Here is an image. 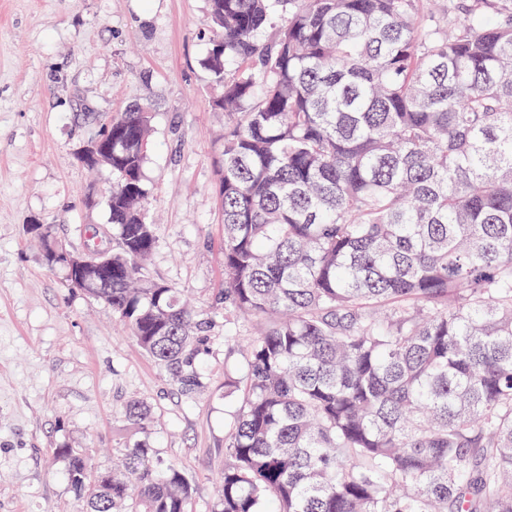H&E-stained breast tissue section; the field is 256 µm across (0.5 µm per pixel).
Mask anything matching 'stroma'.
<instances>
[{
  "instance_id": "1",
  "label": "stroma",
  "mask_w": 512,
  "mask_h": 512,
  "mask_svg": "<svg viewBox=\"0 0 512 512\" xmlns=\"http://www.w3.org/2000/svg\"><path fill=\"white\" fill-rule=\"evenodd\" d=\"M207 0H0V512H84L60 446L93 449L111 469L125 444L121 409H152L150 445L195 481L191 512H212L224 469V335L195 365L203 386L185 398L113 318L65 287L26 233L33 218L81 249L98 225L112 244L110 169L74 158L79 112L148 106L144 165L159 245L154 279L202 309L223 286L217 193L224 115L206 66Z\"/></svg>"
}]
</instances>
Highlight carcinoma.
<instances>
[{"mask_svg": "<svg viewBox=\"0 0 512 512\" xmlns=\"http://www.w3.org/2000/svg\"><path fill=\"white\" fill-rule=\"evenodd\" d=\"M208 0L223 88L224 287L210 310L150 277V112L112 129L111 287L178 391L224 311L219 512H512V0ZM498 20L490 24L487 11ZM70 272L55 225L29 230ZM140 434L151 411L123 408ZM85 512H188L194 483L142 438L110 471L57 448Z\"/></svg>", "mask_w": 512, "mask_h": 512, "instance_id": "obj_1", "label": "carcinoma"}]
</instances>
